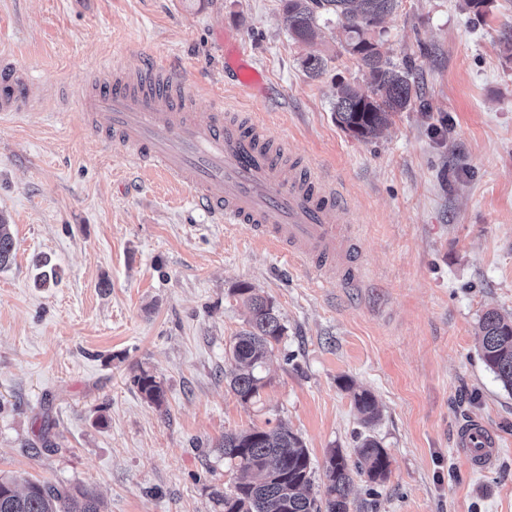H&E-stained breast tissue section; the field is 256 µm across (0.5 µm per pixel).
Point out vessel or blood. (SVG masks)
Masks as SVG:
<instances>
[{"label": "vessel or blood", "instance_id": "vessel-or-blood-1", "mask_svg": "<svg viewBox=\"0 0 512 512\" xmlns=\"http://www.w3.org/2000/svg\"><path fill=\"white\" fill-rule=\"evenodd\" d=\"M197 85L163 66L132 77L106 67L91 85L86 105L105 113V139L146 166L162 168L188 186L196 204L220 224H251L317 277L334 276L349 244L351 210L339 192L313 173L283 162L288 143L271 139L259 120L225 122L224 103L195 111ZM27 78L0 64V113L31 107ZM456 445L466 465L492 467L498 448L483 421L462 426Z\"/></svg>", "mask_w": 512, "mask_h": 512}]
</instances>
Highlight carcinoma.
I'll return each instance as SVG.
<instances>
[{
  "label": "carcinoma",
  "mask_w": 512,
  "mask_h": 512,
  "mask_svg": "<svg viewBox=\"0 0 512 512\" xmlns=\"http://www.w3.org/2000/svg\"><path fill=\"white\" fill-rule=\"evenodd\" d=\"M398 0H284L283 21L288 34L298 42L314 39L323 25L336 22L341 30V47L364 69L369 90L361 91L348 82L336 84L333 112L345 130L370 139L376 137L398 112L412 105L409 73L394 66L383 51V19ZM14 251L10 225L0 218V269L8 266ZM41 270L37 284L45 286L58 272L42 255L34 259ZM247 308L248 328L233 338L229 367L224 378L247 404L260 397L267 385L262 375L265 359L280 341L284 326L272 302L254 288L235 289ZM479 352L485 366L503 388L512 393V319L495 310L483 314L479 323ZM139 390L159 405L163 388L156 377L142 373ZM356 408L370 424L379 414L375 397L367 390L353 392ZM224 463L236 473L230 490L216 495L223 512H349L354 475L370 483L382 482L389 471V457L373 438L358 448V458L349 463L338 448L327 453L324 507L310 494L311 459L302 439L283 424L272 428H251L224 435ZM0 512H101L96 495L83 486L59 488L48 481H29L24 489L15 481L0 477Z\"/></svg>",
  "instance_id": "carcinoma-1"
}]
</instances>
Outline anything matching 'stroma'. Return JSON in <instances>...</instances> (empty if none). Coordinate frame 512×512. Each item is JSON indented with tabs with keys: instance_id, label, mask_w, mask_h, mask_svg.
<instances>
[{
	"instance_id": "35a3bbf8",
	"label": "stroma",
	"mask_w": 512,
	"mask_h": 512,
	"mask_svg": "<svg viewBox=\"0 0 512 512\" xmlns=\"http://www.w3.org/2000/svg\"><path fill=\"white\" fill-rule=\"evenodd\" d=\"M384 49L417 86L378 137L338 126L335 83L364 84L334 33L310 44L282 0H0V57L36 105L0 118V475L81 485L104 512H220L225 433L283 422L304 442L313 492L329 449L385 448L384 482L356 480L350 512H512V394L485 367L477 325L512 317V0H399ZM262 76L248 89L232 61ZM326 60L320 77L301 62ZM157 63L259 116L291 158L335 181L355 224L357 280L313 282L246 224H216L185 187L113 151L81 99L112 60ZM57 284L36 285L35 256ZM285 327L268 385L243 404L224 378L247 310ZM164 390L148 402L135 378ZM376 397L364 424L353 389ZM482 420L500 453L471 471L458 429Z\"/></svg>"
}]
</instances>
